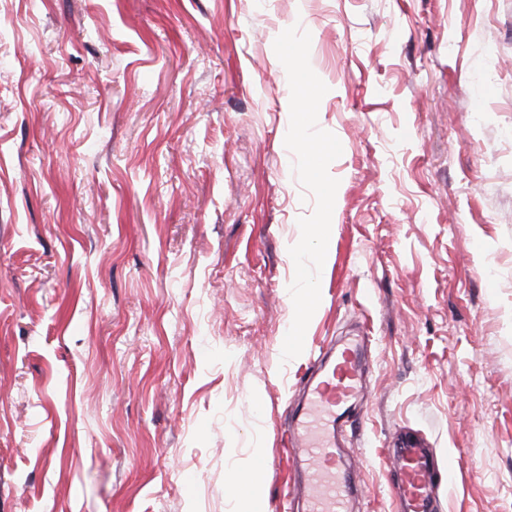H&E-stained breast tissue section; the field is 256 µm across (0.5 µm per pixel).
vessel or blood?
Returning a JSON list of instances; mask_svg holds the SVG:
<instances>
[{
  "instance_id": "b4317fda",
  "label": "vessel or blood",
  "mask_w": 512,
  "mask_h": 512,
  "mask_svg": "<svg viewBox=\"0 0 512 512\" xmlns=\"http://www.w3.org/2000/svg\"><path fill=\"white\" fill-rule=\"evenodd\" d=\"M361 387L362 373L350 356L330 350L319 355L298 398L289 438L299 455L295 496L302 512H349L350 484L336 432ZM389 462L398 512H433L436 488L452 483L459 466L456 455H448L439 466L430 449L411 444L391 453Z\"/></svg>"
}]
</instances>
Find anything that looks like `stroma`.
I'll return each mask as SVG.
<instances>
[{"label":"stroma","mask_w":512,"mask_h":512,"mask_svg":"<svg viewBox=\"0 0 512 512\" xmlns=\"http://www.w3.org/2000/svg\"><path fill=\"white\" fill-rule=\"evenodd\" d=\"M311 35L342 154L331 260L281 361L300 217L273 43ZM364 336L352 512L388 449L512 512V0H0V512H263L318 349ZM248 479V485L244 493L246 499L242 512H253L257 509L250 507L251 504L260 502L264 497L265 485L261 480L259 471H249L244 474Z\"/></svg>","instance_id":"35a3bbf8"}]
</instances>
